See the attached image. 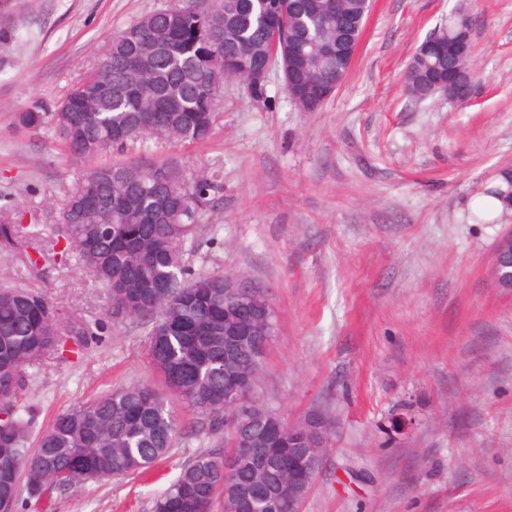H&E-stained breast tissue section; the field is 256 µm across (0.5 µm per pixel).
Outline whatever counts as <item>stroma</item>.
<instances>
[{
	"label": "stroma",
	"mask_w": 512,
	"mask_h": 512,
	"mask_svg": "<svg viewBox=\"0 0 512 512\" xmlns=\"http://www.w3.org/2000/svg\"><path fill=\"white\" fill-rule=\"evenodd\" d=\"M173 3L0 0V207L37 224L43 248L89 164L18 114L64 99L107 37ZM460 5L475 20L470 100L409 98L408 59ZM267 96L254 103L225 81L209 139H150L98 162L144 155L223 179V203L185 256L192 270L267 290L276 330L255 396L288 421L328 423L301 512H512V294L490 276L512 215L483 223L469 204L512 164V0H375L347 78L318 111H297L276 70ZM1 283L41 289L64 328L92 333L33 370L20 399L33 434L88 398L156 382L149 324L107 319L106 291L78 264L48 257L32 270L0 251ZM172 408L185 430L146 474L39 500L22 479L11 512H150L214 443L205 422Z\"/></svg>",
	"instance_id": "35a3bbf8"
}]
</instances>
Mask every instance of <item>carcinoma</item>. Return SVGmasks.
Masks as SVG:
<instances>
[{
	"label": "carcinoma",
	"instance_id": "1",
	"mask_svg": "<svg viewBox=\"0 0 512 512\" xmlns=\"http://www.w3.org/2000/svg\"><path fill=\"white\" fill-rule=\"evenodd\" d=\"M370 0H176L110 35L96 61L69 95L50 107L36 103L18 121L47 128L65 151L94 159L155 137L198 143L213 132L215 101L226 79L240 81L251 99L267 100V83L251 75L271 65L282 73L288 98L300 112H315L351 68L352 43L361 38ZM474 18L455 10L404 71L415 100L438 93L452 99L473 88ZM506 188L491 190L512 206V171L498 172ZM224 197L219 175H188L168 163L121 161L87 169L58 209L59 261L75 259L105 289L114 319L146 318L149 365L163 389L141 384L112 390L59 412L28 445L32 409L18 405L29 370L64 351L53 304L38 289L0 288V504L11 505L18 478L32 497L86 480L139 474L174 447L180 425L168 407L174 396L209 420L215 448L195 453L153 502L152 512H242V499L283 476L274 463L305 443L289 435L288 421H251L224 430L227 389L241 382L243 365L272 337L248 336L228 355L224 333L245 331L266 314L269 295L256 286L246 304L226 302L219 272H194L185 243L201 214ZM43 255L31 226L0 210V250ZM250 434L251 450L238 439Z\"/></svg>",
	"mask_w": 512,
	"mask_h": 512
}]
</instances>
